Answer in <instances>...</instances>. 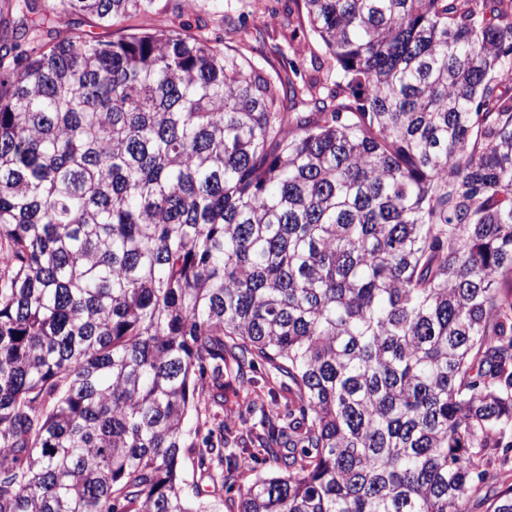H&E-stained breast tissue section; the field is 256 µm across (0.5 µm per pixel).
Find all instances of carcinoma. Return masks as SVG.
I'll return each instance as SVG.
<instances>
[{
    "mask_svg": "<svg viewBox=\"0 0 512 512\" xmlns=\"http://www.w3.org/2000/svg\"><path fill=\"white\" fill-rule=\"evenodd\" d=\"M111 27L157 0H58ZM326 78L0 0V512H467L512 449V0H300ZM261 447L186 442L224 373ZM489 512H512V488ZM139 20L130 19L118 23L112 28L104 29L98 26L97 20L89 15H64L58 19L54 31L45 36V42L58 41L68 38L75 33L89 34L102 41L117 40L127 33V29L139 25ZM190 449L192 448H185L186 451L183 459V476L187 492L196 501L207 502L217 499L224 500V512H237L238 496L236 491L238 486H249L260 472L261 466L255 467L250 460L243 461L238 470L235 489L228 492L225 485L214 483L209 475L200 473V471L193 466V454ZM196 490L201 492L199 497H195Z\"/></svg>",
    "mask_w": 512,
    "mask_h": 512,
    "instance_id": "cac0c4a2",
    "label": "carcinoma"
}]
</instances>
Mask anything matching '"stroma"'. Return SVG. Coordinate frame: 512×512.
Returning a JSON list of instances; mask_svg holds the SVG:
<instances>
[{
  "instance_id": "35a3bbf8",
  "label": "stroma",
  "mask_w": 512,
  "mask_h": 512,
  "mask_svg": "<svg viewBox=\"0 0 512 512\" xmlns=\"http://www.w3.org/2000/svg\"><path fill=\"white\" fill-rule=\"evenodd\" d=\"M177 8H162L152 16L153 27L165 29L182 26L190 33H201L212 41L238 45L255 63L262 67L284 68L295 65L303 78L316 77L315 55L321 54L318 43H311L309 52H300L297 44L287 36L285 23L290 14L296 13L295 0H279L278 12L273 16L258 17L255 0H224L223 12H215L209 0H177ZM134 20H127L112 28L98 26L89 15L61 16L51 33V40L58 41L77 33L89 34L103 41L119 39ZM265 372L254 374L253 381L226 377L224 380V403L212 408L209 419H196V426L204 423L223 425L225 432L247 434L249 425L244 421L245 407L262 388ZM183 476L188 493L198 494L200 501L221 500L224 512H237L236 492L227 491L222 484L213 482L209 475L201 473L192 464L191 457L183 459Z\"/></svg>"
}]
</instances>
